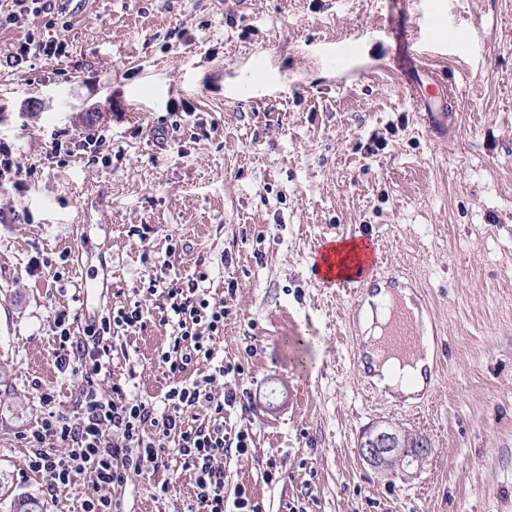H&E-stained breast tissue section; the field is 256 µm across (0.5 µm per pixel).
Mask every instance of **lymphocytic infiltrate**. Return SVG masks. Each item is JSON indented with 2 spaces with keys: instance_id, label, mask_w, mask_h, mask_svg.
<instances>
[{
  "instance_id": "1",
  "label": "lymphocytic infiltrate",
  "mask_w": 512,
  "mask_h": 512,
  "mask_svg": "<svg viewBox=\"0 0 512 512\" xmlns=\"http://www.w3.org/2000/svg\"><path fill=\"white\" fill-rule=\"evenodd\" d=\"M69 0H10L0 11V28L10 27L27 16L50 17L59 30L70 25ZM205 273L164 279L150 275L142 285L148 292H162L166 301L163 324L174 334L161 360L173 385L161 403L128 398L123 386L105 385L111 374L114 329L137 328L144 319L141 305L122 306L74 332L77 316L67 309L53 318L56 336L55 365L60 373L77 370L79 393L69 409H53V394L40 380L31 388L48 411L26 434L29 448L26 465L47 475V492L82 488V512H124L119 489L135 476L156 471L168 454H175L192 480L194 495L186 512H258L245 488H238L233 502L224 499V459L248 453V432H224L223 425L191 424L197 408L223 415L237 399L225 389L228 375L238 373L235 365L214 360V345L224 334V302L209 299L200 284ZM209 363L207 374L185 379L195 365Z\"/></svg>"
}]
</instances>
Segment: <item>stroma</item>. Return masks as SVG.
I'll return each instance as SVG.
<instances>
[{"instance_id":"35a3bbf8","label":"stroma","mask_w":512,"mask_h":512,"mask_svg":"<svg viewBox=\"0 0 512 512\" xmlns=\"http://www.w3.org/2000/svg\"><path fill=\"white\" fill-rule=\"evenodd\" d=\"M67 32L45 18L0 29V139L35 173L0 181V512L50 498L23 440L44 411L32 379L72 406L54 365L55 310H78L82 272L112 263L105 307L141 302L143 327L113 338L111 382L147 401L170 387L159 355L166 302L139 280L203 271L224 300L216 358L241 366L226 432L249 452L224 462V496L259 512H512V0H416L419 50L457 87L453 130L419 120L391 69L385 0H73ZM64 36L65 57L5 59L28 31ZM177 133L158 135L178 101ZM98 152L52 157L61 133ZM91 225L93 253L73 227ZM371 231L382 274L417 280L439 317L442 367L420 396L380 403L355 385L350 296L312 273L321 235ZM183 250L166 255L169 239ZM310 337L302 354L286 342ZM389 424L426 437L412 473L358 455ZM168 482L153 498L150 487ZM176 460L133 479L127 512H184Z\"/></svg>"}]
</instances>
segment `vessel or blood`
Returning a JSON list of instances; mask_svg holds the SVG:
<instances>
[{
	"label": "vessel or blood",
	"instance_id": "b4317fda",
	"mask_svg": "<svg viewBox=\"0 0 512 512\" xmlns=\"http://www.w3.org/2000/svg\"><path fill=\"white\" fill-rule=\"evenodd\" d=\"M390 14L386 18V29L392 47V63L398 77L405 85L409 97L417 111L422 112L428 130L436 135L447 134L452 126L457 110L453 84L439 70L424 63L416 47L415 28L409 21V0H388ZM360 241L367 244V256L359 271L344 282L326 278L324 272H316L315 278L324 287L344 286L352 299V309L348 317L351 332H358L365 311L367 296L378 295L376 282L379 268L384 260L382 252L372 248L370 234L363 233ZM108 280L95 274H83L80 281L79 316L89 324L101 315L98 293L107 287ZM389 298L384 303L387 319L382 325L381 336L373 345L359 344L356 351L355 368L362 379L364 389L372 397L382 396L383 391L370 379V353H379L385 358H395L408 362L422 356L421 338L426 333L423 314L428 306L411 278H404L388 288Z\"/></svg>",
	"mask_w": 512,
	"mask_h": 512
}]
</instances>
